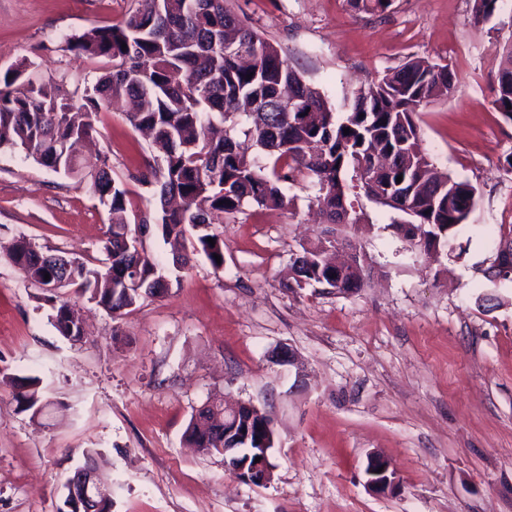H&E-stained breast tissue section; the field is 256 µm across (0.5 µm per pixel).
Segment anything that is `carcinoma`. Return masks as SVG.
I'll use <instances>...</instances> for the list:
<instances>
[{
	"label": "carcinoma",
	"mask_w": 512,
	"mask_h": 512,
	"mask_svg": "<svg viewBox=\"0 0 512 512\" xmlns=\"http://www.w3.org/2000/svg\"><path fill=\"white\" fill-rule=\"evenodd\" d=\"M392 0H347L358 12L383 13ZM499 0H473L476 18L494 15ZM134 44L136 56L121 44ZM67 50L112 63L75 105L50 83L15 88L17 72L0 74V150L21 149L38 164L66 176L82 174L79 147L93 136V117L112 102L135 105L128 122L150 138L161 165L150 167L160 183L155 224L177 271L186 269L187 247L220 269L224 239L212 226L224 216L255 204L281 207L278 182L300 177L316 189L315 201L327 222L358 189L400 215L392 227L423 253L448 242L468 222L470 208L448 212V195L475 191L467 180L436 167L420 147L417 116L456 91L446 65L412 58L378 81L345 98L343 119L324 95L307 83L281 50L244 24L225 0H140L120 24L95 26L66 38ZM292 90L306 112H267L283 89ZM495 108L512 118V84L497 81ZM350 129L344 134V129ZM90 191L109 213L100 264L67 258L38 264L46 252L24 237L8 257L23 276L50 287L51 321L66 339L79 336L81 319L56 290L74 288L114 316L149 297L161 295L156 263L138 233L144 225L128 220L127 189L112 177L108 159L89 172ZM401 182H396L397 177ZM215 239L210 245L208 239ZM336 240L324 238L303 248L299 275L307 285L330 283L324 257ZM50 279H45V276ZM369 269L347 270L345 288H363ZM19 409L42 410L41 379L12 378ZM185 440L209 455L224 447V401L213 399L191 416Z\"/></svg>",
	"instance_id": "carcinoma-1"
}]
</instances>
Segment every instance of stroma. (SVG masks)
I'll return each mask as SVG.
<instances>
[{
	"instance_id": "35a3bbf8",
	"label": "stroma",
	"mask_w": 512,
	"mask_h": 512,
	"mask_svg": "<svg viewBox=\"0 0 512 512\" xmlns=\"http://www.w3.org/2000/svg\"><path fill=\"white\" fill-rule=\"evenodd\" d=\"M247 25L343 113L347 96L412 57L448 65L457 90L419 113L421 147L477 189L467 225L438 258L411 255L392 211L353 196L366 224L321 223L304 182L278 208L225 216L224 266L194 254L175 272L157 231L145 247L168 291L112 317L75 295L83 340L54 328L45 293L6 258L24 236L94 263L109 215L86 181L23 150L0 152V512H56L61 484L85 459L112 489V512H512V278L497 277L512 240V120L493 104L512 8L483 22L472 0H393L382 14L347 0H228ZM138 0H0V73L28 66L77 100L105 63L65 40L121 22ZM83 166L108 158L131 224L156 211L143 183L148 141L122 105L94 119ZM361 247L371 278L339 294L292 287L290 268L323 232ZM290 354L282 362L280 353ZM40 377L41 414L18 411L5 375ZM250 403L272 421L274 474L240 480L183 432L210 399ZM401 482L368 490L369 454Z\"/></svg>"
}]
</instances>
